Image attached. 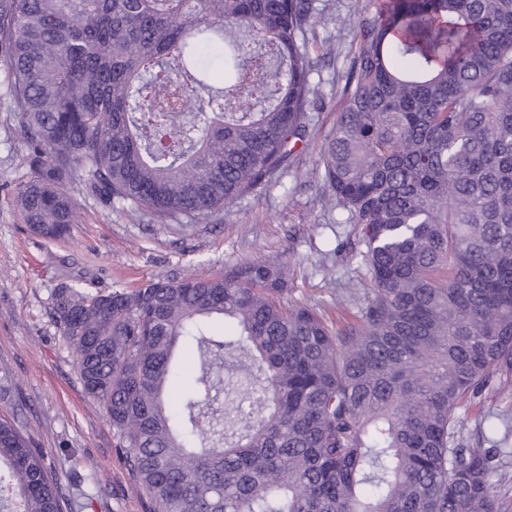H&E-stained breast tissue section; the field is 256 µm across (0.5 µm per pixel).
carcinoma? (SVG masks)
Listing matches in <instances>:
<instances>
[{"mask_svg": "<svg viewBox=\"0 0 512 512\" xmlns=\"http://www.w3.org/2000/svg\"><path fill=\"white\" fill-rule=\"evenodd\" d=\"M321 14L316 0H0L24 223L67 235L75 182L178 224L270 182L306 137ZM343 23L357 48L322 163L373 283L356 322L286 306L284 265L263 260L54 292L144 512H500L502 449L455 429L468 394L512 386V0H380ZM226 361L250 372L229 442ZM185 376L175 412L165 393ZM0 512H63L40 450L3 419Z\"/></svg>", "mask_w": 512, "mask_h": 512, "instance_id": "carcinoma-1", "label": "carcinoma"}]
</instances>
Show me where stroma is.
<instances>
[{"instance_id":"stroma-1","label":"stroma","mask_w":512,"mask_h":512,"mask_svg":"<svg viewBox=\"0 0 512 512\" xmlns=\"http://www.w3.org/2000/svg\"><path fill=\"white\" fill-rule=\"evenodd\" d=\"M379 0H319L320 22L307 34L314 67L311 124L285 169L216 219L174 224L129 213L122 203L71 193L80 221L67 236L33 233L13 203L26 169L23 138L10 110L0 64V418L28 434L57 475L66 512H142L116 457L112 427L86 394L75 352L51 314L60 284L89 291L134 288L156 275L204 278L246 259L288 265L285 303L307 305L336 320V304L357 312L371 287L353 251H337L353 233L327 198L321 153L336 128L342 76L355 51L343 25L349 9L372 19ZM459 439L472 447L506 439L493 481L502 512H512V394L485 387L457 410Z\"/></svg>"}]
</instances>
